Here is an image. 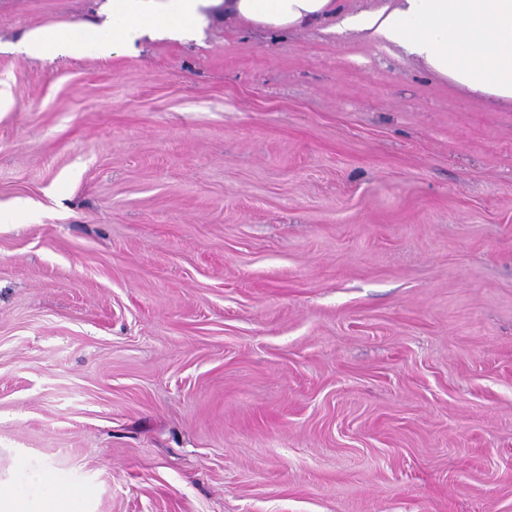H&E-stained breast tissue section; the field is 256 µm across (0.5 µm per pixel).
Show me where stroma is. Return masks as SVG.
Instances as JSON below:
<instances>
[{
    "label": "stroma",
    "mask_w": 512,
    "mask_h": 512,
    "mask_svg": "<svg viewBox=\"0 0 512 512\" xmlns=\"http://www.w3.org/2000/svg\"><path fill=\"white\" fill-rule=\"evenodd\" d=\"M0 0V480L85 512H512V106L355 30L41 59ZM17 467L24 480L0 483L1 512H77L88 495V489L62 483L60 472L50 465L28 474L26 462Z\"/></svg>",
    "instance_id": "1"
}]
</instances>
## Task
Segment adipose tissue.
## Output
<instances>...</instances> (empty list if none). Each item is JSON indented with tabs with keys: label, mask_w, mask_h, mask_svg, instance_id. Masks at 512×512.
<instances>
[{
	"label": "adipose tissue",
	"mask_w": 512,
	"mask_h": 512,
	"mask_svg": "<svg viewBox=\"0 0 512 512\" xmlns=\"http://www.w3.org/2000/svg\"><path fill=\"white\" fill-rule=\"evenodd\" d=\"M225 20L271 32L321 27L338 21L412 59L472 95L512 102V0H382L376 8L345 12L343 0H109L111 36L82 37L41 29L20 46L46 58L134 47L143 37L193 38L214 9ZM23 480L0 483V512H79L86 488L66 485L46 465Z\"/></svg>",
	"instance_id": "adipose-tissue-1"
}]
</instances>
